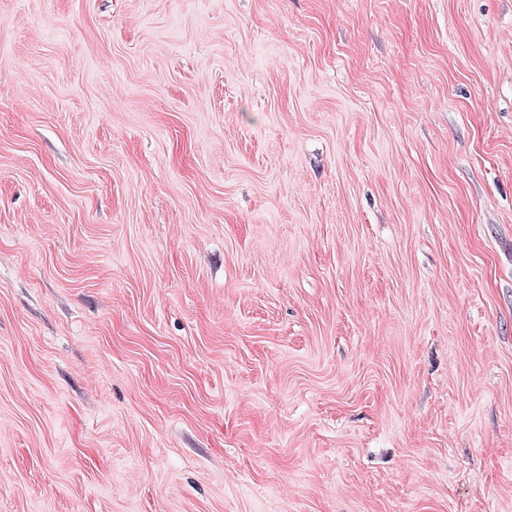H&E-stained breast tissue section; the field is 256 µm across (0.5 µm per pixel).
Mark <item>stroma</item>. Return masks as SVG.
Returning a JSON list of instances; mask_svg holds the SVG:
<instances>
[{
    "instance_id": "1",
    "label": "stroma",
    "mask_w": 512,
    "mask_h": 512,
    "mask_svg": "<svg viewBox=\"0 0 512 512\" xmlns=\"http://www.w3.org/2000/svg\"><path fill=\"white\" fill-rule=\"evenodd\" d=\"M0 512H512V0H0Z\"/></svg>"
}]
</instances>
